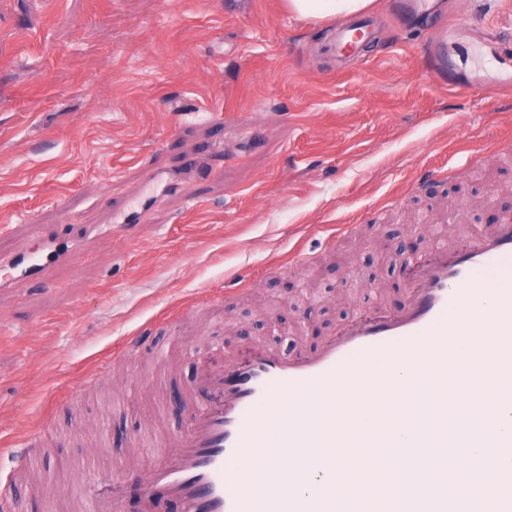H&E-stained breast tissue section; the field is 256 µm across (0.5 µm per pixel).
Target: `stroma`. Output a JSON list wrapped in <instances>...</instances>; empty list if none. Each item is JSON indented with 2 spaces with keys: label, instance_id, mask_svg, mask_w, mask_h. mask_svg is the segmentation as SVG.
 I'll list each match as a JSON object with an SVG mask.
<instances>
[{
  "label": "stroma",
  "instance_id": "obj_1",
  "mask_svg": "<svg viewBox=\"0 0 512 512\" xmlns=\"http://www.w3.org/2000/svg\"><path fill=\"white\" fill-rule=\"evenodd\" d=\"M420 4L377 0L341 65L336 20L283 0H0V254L33 224L88 248L0 291L11 512L114 484L144 512L129 475L206 364L401 307L398 241L451 247L512 208V0ZM458 184L466 221L421 231Z\"/></svg>",
  "mask_w": 512,
  "mask_h": 512
}]
</instances>
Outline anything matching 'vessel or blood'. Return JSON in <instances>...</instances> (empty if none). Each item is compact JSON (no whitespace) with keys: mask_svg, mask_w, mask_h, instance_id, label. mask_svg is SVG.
<instances>
[{"mask_svg":"<svg viewBox=\"0 0 512 512\" xmlns=\"http://www.w3.org/2000/svg\"><path fill=\"white\" fill-rule=\"evenodd\" d=\"M71 246L41 239L36 251L0 256V267L11 278L0 288L38 279L48 281L55 267L72 260ZM492 279L487 297L474 286ZM407 300L395 312L376 310L328 338L317 350L288 356L256 347L233 360L204 367L196 397L187 404V426L170 450L150 468L146 481L136 483L149 504L179 503L182 512H333V503L318 493L270 495L249 489L242 477L251 449L273 443L301 448L305 466L319 467L318 449L335 444L326 428L324 395L336 385L359 389L379 372L398 379L406 361L423 368L430 381L425 400L429 420L412 419L414 458L421 473L451 468L454 458L424 461L426 449L448 442V374L461 363L456 346L473 325V310L488 308L486 323L495 325L500 341L489 367H474L502 396H512V215L489 231L463 238L453 248L438 247L407 263ZM307 399L301 426L282 427L275 408ZM394 460L388 455L364 459L356 474L386 482ZM368 512H455L447 493L433 491L429 482L411 477L407 503L386 495L373 497ZM482 512H512V470L498 473L494 490L483 500Z\"/></svg>","mask_w":512,"mask_h":512,"instance_id":"1","label":"vessel or blood"}]
</instances>
